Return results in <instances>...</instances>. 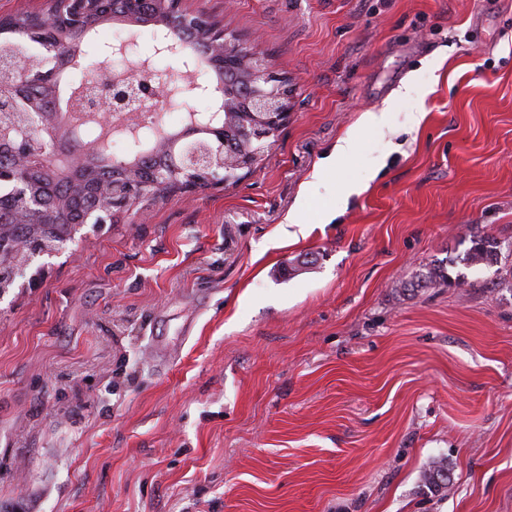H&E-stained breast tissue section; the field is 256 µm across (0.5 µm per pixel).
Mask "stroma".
Instances as JSON below:
<instances>
[{"label": "stroma", "instance_id": "stroma-1", "mask_svg": "<svg viewBox=\"0 0 512 512\" xmlns=\"http://www.w3.org/2000/svg\"><path fill=\"white\" fill-rule=\"evenodd\" d=\"M185 4L268 56L288 123L0 301V512H512L503 272L398 288L512 242V0ZM469 242L470 246L464 255V261L469 267L480 270L500 263L504 248L496 238L488 235H473ZM443 284L448 287L454 286L455 288H465L468 285L467 282L461 279L452 281L449 276L443 274L440 269H429L425 274H422L418 282L416 283L417 288H438Z\"/></svg>", "mask_w": 512, "mask_h": 512}]
</instances>
